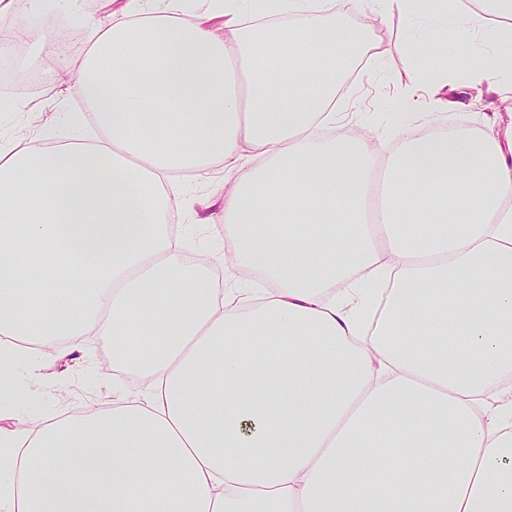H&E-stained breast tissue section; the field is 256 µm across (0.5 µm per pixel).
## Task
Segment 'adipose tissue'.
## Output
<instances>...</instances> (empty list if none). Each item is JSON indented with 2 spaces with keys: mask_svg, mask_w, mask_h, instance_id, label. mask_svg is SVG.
Instances as JSON below:
<instances>
[{
  "mask_svg": "<svg viewBox=\"0 0 512 512\" xmlns=\"http://www.w3.org/2000/svg\"><path fill=\"white\" fill-rule=\"evenodd\" d=\"M56 0H0L35 51ZM82 17L64 142L0 140V512H512V0H124ZM410 115L338 132L390 16ZM295 19L281 42L277 18ZM223 173L186 291L184 179ZM258 273L240 288L224 264ZM112 340L140 395L28 426L20 367ZM191 221H184L179 223V231L184 234L186 237L194 239L196 242V249L198 251H203L206 248L207 241L212 239L213 237H223L224 236V221L218 220L215 216L213 224H207L208 227H205L204 232H200L199 224H191Z\"/></svg>",
  "mask_w": 512,
  "mask_h": 512,
  "instance_id": "ef3b65f1",
  "label": "adipose tissue"
}]
</instances>
